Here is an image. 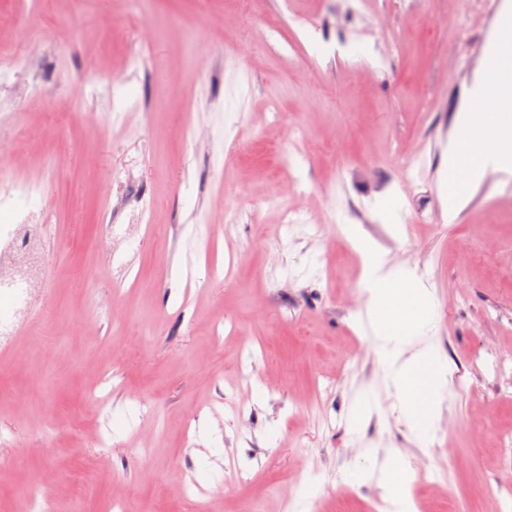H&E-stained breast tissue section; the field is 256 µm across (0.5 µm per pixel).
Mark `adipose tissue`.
Wrapping results in <instances>:
<instances>
[{"mask_svg": "<svg viewBox=\"0 0 512 512\" xmlns=\"http://www.w3.org/2000/svg\"><path fill=\"white\" fill-rule=\"evenodd\" d=\"M470 108L458 112L444 150L449 214L464 205L459 186H476L488 173H512V12H503L498 32L469 90ZM488 112H481V105ZM370 295L369 326L390 383L402 399L401 414L411 429L430 421L447 384L433 345L427 343L431 293L412 276L389 267L370 242L358 239Z\"/></svg>", "mask_w": 512, "mask_h": 512, "instance_id": "ef3b65f1", "label": "adipose tissue"}]
</instances>
